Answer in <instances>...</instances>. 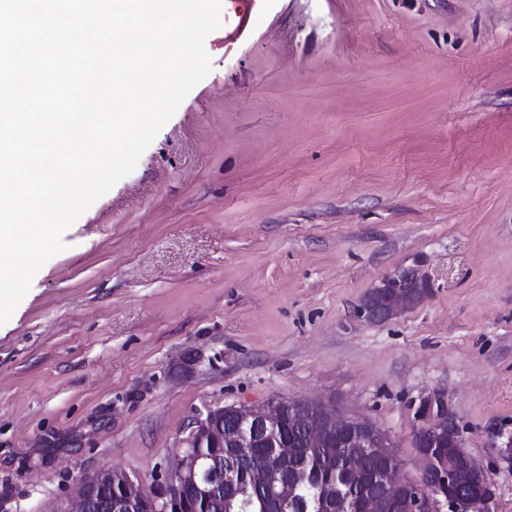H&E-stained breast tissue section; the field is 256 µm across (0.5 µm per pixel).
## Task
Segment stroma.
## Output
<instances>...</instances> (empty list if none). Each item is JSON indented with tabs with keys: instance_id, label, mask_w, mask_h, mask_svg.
Masks as SVG:
<instances>
[{
	"instance_id": "35a3bbf8",
	"label": "stroma",
	"mask_w": 512,
	"mask_h": 512,
	"mask_svg": "<svg viewBox=\"0 0 512 512\" xmlns=\"http://www.w3.org/2000/svg\"><path fill=\"white\" fill-rule=\"evenodd\" d=\"M210 72L0 325V512L161 475L198 410L334 405L418 480L441 393L512 512V0H222ZM419 265L429 296L356 309ZM405 288H425L427 294L419 302L407 299ZM431 282L420 269H399L383 276L365 295L358 315L369 323L386 322L419 304L429 293Z\"/></svg>"
}]
</instances>
